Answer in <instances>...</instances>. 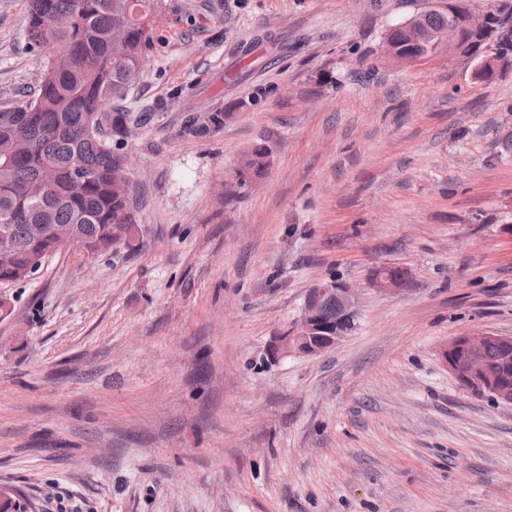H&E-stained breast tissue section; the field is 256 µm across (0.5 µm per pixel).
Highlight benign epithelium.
<instances>
[{
	"label": "benign epithelium",
	"mask_w": 512,
	"mask_h": 512,
	"mask_svg": "<svg viewBox=\"0 0 512 512\" xmlns=\"http://www.w3.org/2000/svg\"><path fill=\"white\" fill-rule=\"evenodd\" d=\"M492 12L468 9L463 21L448 24L443 34L439 59L454 63L465 61L460 29L465 27L480 32L491 25ZM502 50L494 51L486 59V65L493 69L512 66V53L505 48L512 46V25L500 29ZM51 233L57 241L58 249L63 251L74 244L75 229L69 225H56ZM373 284L381 290L397 291L405 284V279L392 277L380 272ZM359 289L353 285L333 279L317 281L305 298L299 323L285 335L278 338L271 349V355L278 357L290 353L301 356H316L334 348L352 332V326L358 315ZM331 300L336 303V315L346 324L332 327L322 332V304ZM491 336L488 331H469L451 338L441 351L442 360L448 370L461 381L468 390L486 395L498 404L512 406V384L507 373L512 370V336L498 337L500 354L498 365L490 366L480 358L485 341Z\"/></svg>",
	"instance_id": "benign-epithelium-1"
}]
</instances>
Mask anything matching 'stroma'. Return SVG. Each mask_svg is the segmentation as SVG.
<instances>
[{"instance_id":"stroma-1","label":"stroma","mask_w":512,"mask_h":512,"mask_svg":"<svg viewBox=\"0 0 512 512\" xmlns=\"http://www.w3.org/2000/svg\"><path fill=\"white\" fill-rule=\"evenodd\" d=\"M442 3L162 0L112 106L129 244L0 287V485L35 512H512V408L441 357L512 336V69L384 53ZM26 6L0 0V108L39 85ZM333 277L356 330L272 357ZM269 150L262 144L258 143L252 147L240 163L238 172L239 185H245L248 178H260L264 176L269 166Z\"/></svg>"}]
</instances>
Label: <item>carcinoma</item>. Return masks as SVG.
<instances>
[{
  "instance_id": "cac0c4a2",
  "label": "carcinoma",
  "mask_w": 512,
  "mask_h": 512,
  "mask_svg": "<svg viewBox=\"0 0 512 512\" xmlns=\"http://www.w3.org/2000/svg\"><path fill=\"white\" fill-rule=\"evenodd\" d=\"M160 6L161 0H28V36L44 68L32 101L0 111V242L7 241L13 255L10 266L0 265V281L29 278L32 258L54 250L52 235L30 236L31 224H71L75 245L92 253L131 236V182L121 168L123 153L110 137L125 129L107 106L123 100L140 74L153 43L152 14ZM55 15H70L74 23L55 29ZM451 18L446 9L429 10L420 14L421 37L412 39L397 25L387 45L431 60ZM489 40L488 34L466 38V55L480 79L492 77L479 67ZM17 125L27 127L23 140L13 136ZM46 166V194L24 195L21 188L40 178ZM268 166L269 150L258 143L241 160L239 185L264 176ZM77 176L84 180L78 189Z\"/></svg>"
}]
</instances>
